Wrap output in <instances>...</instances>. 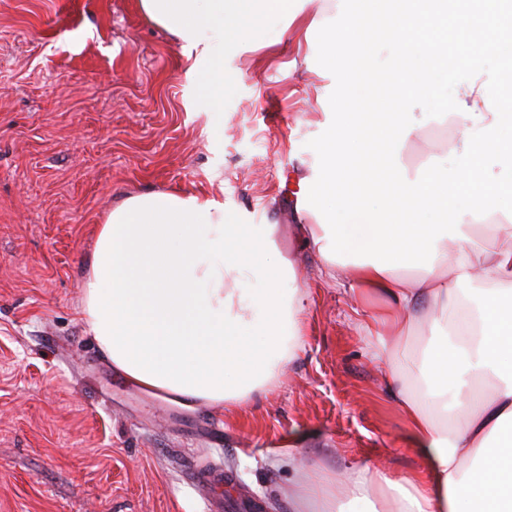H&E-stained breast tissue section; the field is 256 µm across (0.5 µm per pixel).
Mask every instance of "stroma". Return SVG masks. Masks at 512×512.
Instances as JSON below:
<instances>
[{"instance_id":"35a3bbf8","label":"stroma","mask_w":512,"mask_h":512,"mask_svg":"<svg viewBox=\"0 0 512 512\" xmlns=\"http://www.w3.org/2000/svg\"><path fill=\"white\" fill-rule=\"evenodd\" d=\"M270 47L224 57V105L201 99L182 45L138 0H0V512H292L288 458L338 469L420 466L386 385L380 344L353 311L385 307L322 275L303 247L284 178L307 170L336 121L327 0H296ZM409 110L412 167L460 164L461 121ZM207 195L244 223L277 225L306 295L303 348L281 383L238 406L185 409L125 382L82 319L97 227L131 195ZM223 469L204 491L195 467Z\"/></svg>"}]
</instances>
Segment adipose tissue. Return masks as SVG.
Listing matches in <instances>:
<instances>
[{
  "mask_svg": "<svg viewBox=\"0 0 512 512\" xmlns=\"http://www.w3.org/2000/svg\"><path fill=\"white\" fill-rule=\"evenodd\" d=\"M290 0H138L181 42L212 106L224 100V55L259 40ZM346 49L337 72L350 108L311 173L297 174L301 236L330 278L373 288L385 308L360 310L370 328L407 336L416 350L385 357L390 394L422 461L396 477L370 462L318 471L295 487L294 512H512V250L475 245L456 213L512 222V181L484 175L488 152L512 166V43L489 34L469 0H336ZM397 43L394 66L370 60ZM497 56L496 83L448 90L458 60L479 71ZM434 113L479 117L453 169L406 167L414 127L408 101ZM272 224H241L213 199L176 192L126 198L99 225L83 280V318L127 382L183 406H233L274 384L302 343L306 295L285 288L292 264ZM412 382H404V375ZM466 392L448 421V381Z\"/></svg>",
  "mask_w": 512,
  "mask_h": 512,
  "instance_id": "ef3b65f1",
  "label": "adipose tissue"
}]
</instances>
